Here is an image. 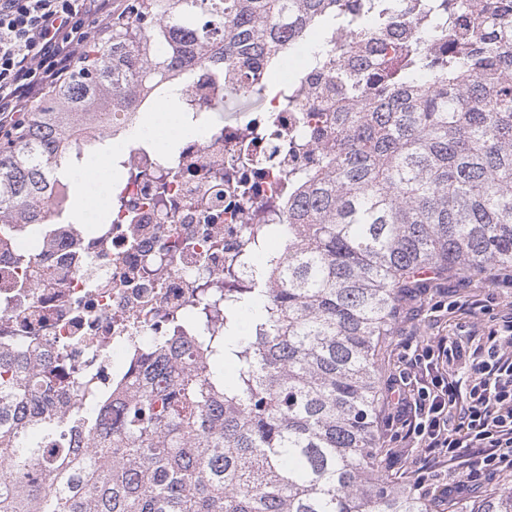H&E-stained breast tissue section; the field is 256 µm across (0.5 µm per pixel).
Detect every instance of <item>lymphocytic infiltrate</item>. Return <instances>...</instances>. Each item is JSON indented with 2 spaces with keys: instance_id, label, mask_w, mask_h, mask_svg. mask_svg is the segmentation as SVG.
<instances>
[{
  "instance_id": "obj_1",
  "label": "lymphocytic infiltrate",
  "mask_w": 512,
  "mask_h": 512,
  "mask_svg": "<svg viewBox=\"0 0 512 512\" xmlns=\"http://www.w3.org/2000/svg\"><path fill=\"white\" fill-rule=\"evenodd\" d=\"M119 11L117 0H0V131L13 130L33 103L70 78L81 50ZM394 406L421 464L459 463L448 490L480 476L512 474V312L486 333L402 342ZM468 376L456 378L454 362Z\"/></svg>"
}]
</instances>
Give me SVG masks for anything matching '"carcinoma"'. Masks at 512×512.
I'll list each match as a JSON object with an SVG mask.
<instances>
[{
	"label": "carcinoma",
	"mask_w": 512,
	"mask_h": 512,
	"mask_svg": "<svg viewBox=\"0 0 512 512\" xmlns=\"http://www.w3.org/2000/svg\"><path fill=\"white\" fill-rule=\"evenodd\" d=\"M296 39L336 52L281 108L325 117L284 218L228 259L232 278L259 257L250 286L199 289L209 335L146 341L106 408L57 398L36 342L0 348V512H431L384 467L385 341L430 277L512 266V0H130L0 142V245L52 199L72 212L64 161L102 152L99 111L212 59L268 80ZM468 512H512V488Z\"/></svg>",
	"instance_id": "carcinoma-1"
}]
</instances>
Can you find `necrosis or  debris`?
<instances>
[{"label": "necrosis or debris", "instance_id": "1", "mask_svg": "<svg viewBox=\"0 0 512 512\" xmlns=\"http://www.w3.org/2000/svg\"><path fill=\"white\" fill-rule=\"evenodd\" d=\"M174 91L176 110L195 133L178 139L172 152L149 145L125 113L108 117L113 140L125 145L116 157L118 186L103 201L111 235H89L52 203L43 213L36 277L19 281L10 252L0 250V348L20 356L27 337H38L47 376L63 397L86 376L101 396H111L128 380L124 358L141 341L199 333L197 324L174 318L201 279L223 281L225 255L244 242L249 223L240 179L265 199L277 191L278 172L295 164L272 151L265 133L293 138L304 123L298 113L280 111L262 69L243 93L225 86L221 63L206 62ZM165 181L166 196L158 192ZM215 237L220 247H211ZM149 251L165 260L145 273Z\"/></svg>", "mask_w": 512, "mask_h": 512}]
</instances>
